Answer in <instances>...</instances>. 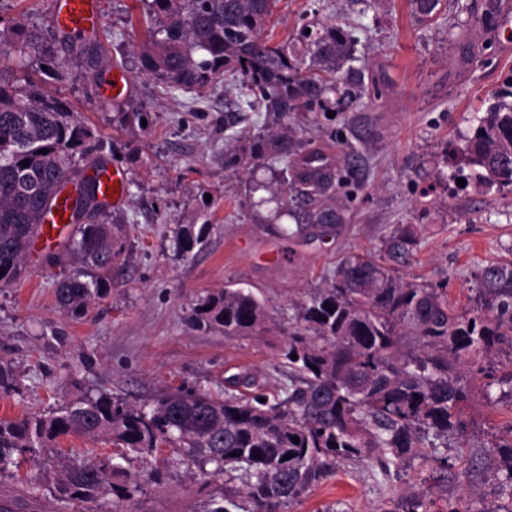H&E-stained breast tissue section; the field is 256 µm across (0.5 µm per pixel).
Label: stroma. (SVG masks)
<instances>
[{
  "label": "stroma",
  "instance_id": "stroma-1",
  "mask_svg": "<svg viewBox=\"0 0 512 512\" xmlns=\"http://www.w3.org/2000/svg\"><path fill=\"white\" fill-rule=\"evenodd\" d=\"M93 44L65 51L49 21L50 0H0V33L18 21L42 34L55 53L34 62L43 88L69 101L108 141L107 165L126 169L122 206L111 209L127 247L112 290L80 320L63 315L54 285L70 270L65 247L45 253L34 244L25 272L0 288V360L21 372L22 391L0 392V419L55 407L99 387L140 405L180 386L220 393L231 375L250 371L268 388L287 383L278 351L280 335L227 337L190 328L185 317L198 297L228 285L265 299L280 323L291 300L320 287L351 253L375 252L401 224L418 227L419 242L401 272L410 281H447L457 311L469 309L472 274L491 261L512 260V185L492 188L444 182L456 151L478 117L503 94L512 95V54L496 29L479 25L485 0H445L439 16L419 21L409 0H275L274 41L294 37L303 23L339 24L355 38L354 66L365 92L352 110L308 123L301 112L288 122L308 149L330 154L351 177L336 190L346 221L298 231L291 218L260 223L267 206H254L251 176L224 168V80L204 95L161 94L139 71L141 0H99ZM121 68L130 80L119 102L95 87V71ZM144 107L145 129L114 122L118 112ZM210 202H203V195ZM178 224H209L208 245L195 256L175 255ZM463 410L465 437L448 438L447 459H415L382 470L365 460L342 466L282 512H403L407 495L431 490L434 512H512L500 489L492 445L512 440V395L486 393L471 383ZM140 486L134 512H207L223 498V477L187 470L164 448L131 465ZM51 462L22 464L18 478L0 477V503L8 512H58L50 489Z\"/></svg>",
  "mask_w": 512,
  "mask_h": 512
}]
</instances>
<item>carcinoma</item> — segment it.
Returning a JSON list of instances; mask_svg holds the SVG:
<instances>
[{
  "label": "carcinoma",
  "instance_id": "carcinoma-1",
  "mask_svg": "<svg viewBox=\"0 0 512 512\" xmlns=\"http://www.w3.org/2000/svg\"><path fill=\"white\" fill-rule=\"evenodd\" d=\"M147 28L139 66L162 93L197 94L220 76L239 86L232 111L224 114V169L271 172L250 193L280 195L264 220L289 213L307 224H339L342 211L323 201L344 182L336 167L323 181L305 165L322 155L306 149L288 124L291 112H334L361 95L352 66L355 39L338 25L303 24L294 42L275 44L264 30L273 0H141ZM420 21L440 11L443 0H410ZM9 52L0 50V286L18 280L30 242L37 237L48 203L60 185L79 184L97 161L103 140L60 96L45 93L32 78L1 69L11 53L42 48L38 33L16 22ZM264 112L276 124L265 133L236 130V114ZM48 153L43 154L41 150ZM458 172L468 167L483 185L512 184V102L498 101L478 119L457 150ZM85 205L90 218L74 223L69 249L77 268L57 281L62 313L82 319L111 291L112 270L125 250L120 225L100 218L107 204L98 184ZM211 224H178L173 251L192 257L207 244ZM417 239L407 224L383 243V257L352 254L325 285L295 303L280 356L288 383L269 397L257 377L243 372L227 380L224 393L195 387L166 391L150 406H136L105 391L86 394L56 408L0 420V476L14 475L26 457L58 460L57 498L88 502L139 491L118 465L96 455L65 461L57 438L73 434L104 438L132 463L168 445L187 467L241 481L243 512H278L330 477L338 464L375 459L383 468L425 458L428 439L448 447V434L464 435L462 404L469 380L481 374L485 387H507L512 369L476 366L479 355L504 353L512 363V263H487L474 275L470 314L457 312L444 286L410 283L395 266L413 255ZM195 329L228 337L263 336L273 319L265 301L250 290L222 288L198 298L187 316ZM12 365L0 363V390L20 393ZM299 442H293V438Z\"/></svg>",
  "mask_w": 512,
  "mask_h": 512
}]
</instances>
